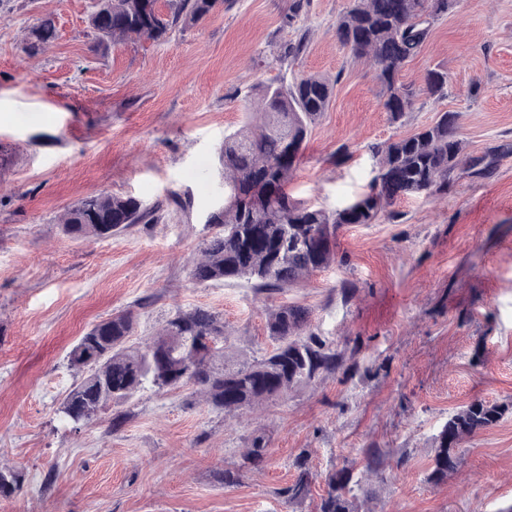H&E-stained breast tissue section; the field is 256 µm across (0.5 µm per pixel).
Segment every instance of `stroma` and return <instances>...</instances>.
Masks as SVG:
<instances>
[{"instance_id": "stroma-1", "label": "stroma", "mask_w": 512, "mask_h": 512, "mask_svg": "<svg viewBox=\"0 0 512 512\" xmlns=\"http://www.w3.org/2000/svg\"><path fill=\"white\" fill-rule=\"evenodd\" d=\"M290 3L232 0L165 43L102 54L93 0H0V464L22 476L0 512H316L327 475L362 470L371 445L384 463L361 481L363 512L512 506L510 414L461 445L447 481L428 479L449 415L477 398L512 401V0H458L435 21L400 79L422 88L440 66L448 86L397 122L372 69L336 39L350 0H312L287 27ZM47 15L57 38L29 54L28 33ZM303 74L333 84L288 185L305 204L348 205L373 177L372 145L442 112L458 113L471 155L505 151L488 177L400 200L396 219L344 227L336 262L293 287L192 282L190 260L224 200L225 135L245 125L256 87ZM104 191L154 208L153 220L99 240L64 236L60 215ZM284 304L309 308L312 331L357 369L236 416L187 388L138 391L78 430L57 413L81 377L68 351L113 313L135 311V345L176 311L215 312L235 367L274 349L267 312ZM260 433L268 450L253 467L244 454ZM300 455L309 494L290 502L282 491ZM227 469L236 484L219 481Z\"/></svg>"}]
</instances>
